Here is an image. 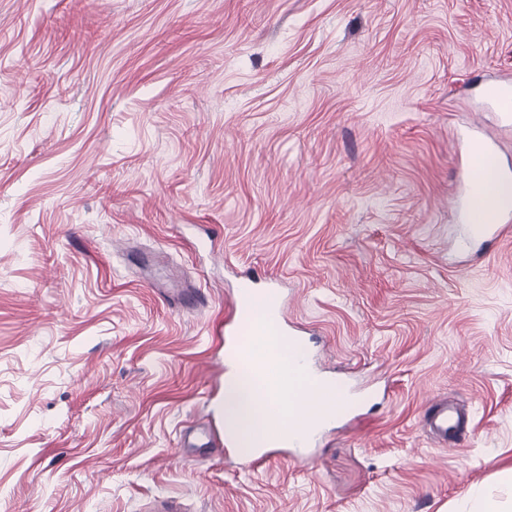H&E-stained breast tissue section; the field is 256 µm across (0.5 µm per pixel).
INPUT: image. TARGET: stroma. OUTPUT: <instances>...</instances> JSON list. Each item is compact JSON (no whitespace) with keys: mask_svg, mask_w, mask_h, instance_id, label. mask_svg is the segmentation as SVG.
Wrapping results in <instances>:
<instances>
[{"mask_svg":"<svg viewBox=\"0 0 512 512\" xmlns=\"http://www.w3.org/2000/svg\"><path fill=\"white\" fill-rule=\"evenodd\" d=\"M505 82L512 0H0V512H512V224L458 207ZM251 271L357 402L305 466L180 455ZM422 422L432 435L446 444L449 442L448 446L454 443V437L465 428L461 417L440 398L432 401Z\"/></svg>","mask_w":512,"mask_h":512,"instance_id":"35a3bbf8","label":"stroma"}]
</instances>
